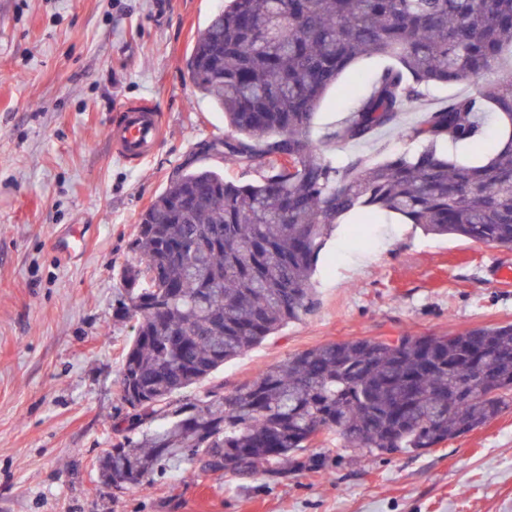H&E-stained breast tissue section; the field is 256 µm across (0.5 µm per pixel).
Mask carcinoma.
Here are the masks:
<instances>
[{"mask_svg":"<svg viewBox=\"0 0 512 512\" xmlns=\"http://www.w3.org/2000/svg\"><path fill=\"white\" fill-rule=\"evenodd\" d=\"M506 47L512 0H228L213 15L187 67L231 134L200 150L261 178L243 184L187 163L140 215L139 253L121 278L139 322L102 481L144 486L174 461L246 477L330 433L372 456L428 450L512 404V323L331 342L230 393L178 398L314 310L319 252L348 218L396 216L427 234L512 245V79L482 81ZM366 55L395 65L325 140L391 128L416 149L339 167L315 146L313 117ZM459 80L474 92L401 125L425 87ZM491 123L496 151L460 160L455 148L478 144Z\"/></svg>","mask_w":512,"mask_h":512,"instance_id":"cac0c4a2","label":"carcinoma"}]
</instances>
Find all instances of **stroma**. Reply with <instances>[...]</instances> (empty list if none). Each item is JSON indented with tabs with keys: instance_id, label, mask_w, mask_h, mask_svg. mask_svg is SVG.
Masks as SVG:
<instances>
[{
	"instance_id": "35a3bbf8",
	"label": "stroma",
	"mask_w": 512,
	"mask_h": 512,
	"mask_svg": "<svg viewBox=\"0 0 512 512\" xmlns=\"http://www.w3.org/2000/svg\"><path fill=\"white\" fill-rule=\"evenodd\" d=\"M224 0H0V512H512V407L419 452L374 457L341 436L313 445L327 474L186 476L99 483L116 441L122 353L138 320L122 314L120 273L134 263L140 214L192 162L232 180L258 174L199 152L227 135L224 114L193 85L186 60ZM354 63L321 104L314 135L344 122L384 67ZM149 99L165 135L133 165L109 129ZM396 131L325 146L337 165L406 150ZM88 245H60L73 227ZM364 253L361 265L352 254ZM512 245L378 224L338 225L321 250L315 310L208 378L233 391L269 366L328 342L443 336L512 323Z\"/></svg>"
}]
</instances>
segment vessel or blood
Here are the masks:
<instances>
[{"mask_svg":"<svg viewBox=\"0 0 512 512\" xmlns=\"http://www.w3.org/2000/svg\"><path fill=\"white\" fill-rule=\"evenodd\" d=\"M112 147L124 161L139 163L152 156L164 138L163 115L155 103L124 107L120 125L110 131Z\"/></svg>","mask_w":512,"mask_h":512,"instance_id":"1","label":"vessel or blood"}]
</instances>
